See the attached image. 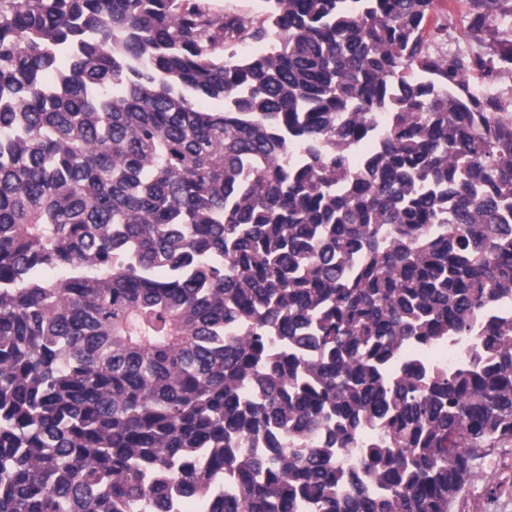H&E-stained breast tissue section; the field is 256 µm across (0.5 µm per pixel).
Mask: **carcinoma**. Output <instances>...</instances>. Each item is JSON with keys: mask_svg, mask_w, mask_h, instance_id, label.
I'll use <instances>...</instances> for the list:
<instances>
[{"mask_svg": "<svg viewBox=\"0 0 512 512\" xmlns=\"http://www.w3.org/2000/svg\"><path fill=\"white\" fill-rule=\"evenodd\" d=\"M433 3L0 0V512H448L512 443V323L399 366L512 292V6ZM474 8L470 0H435L431 12L440 22L448 23L449 50L457 46L479 52H489L493 47L492 30L485 27L477 31L471 27ZM474 337L450 339L446 349L437 355L439 366L452 372L466 364L470 359L469 350Z\"/></svg>", "mask_w": 512, "mask_h": 512, "instance_id": "1", "label": "carcinoma"}]
</instances>
